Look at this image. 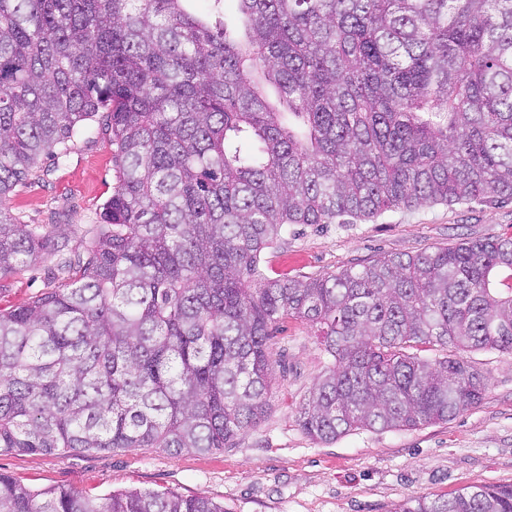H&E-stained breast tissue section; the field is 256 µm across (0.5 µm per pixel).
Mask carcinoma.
<instances>
[{
	"label": "carcinoma",
	"instance_id": "cac0c4a2",
	"mask_svg": "<svg viewBox=\"0 0 512 512\" xmlns=\"http://www.w3.org/2000/svg\"><path fill=\"white\" fill-rule=\"evenodd\" d=\"M235 2L0 0V277L66 247L4 200L101 112L116 179L67 281L0 311L1 453L230 448L266 412L284 318L331 356L299 412L324 442L446 422L486 386L461 352L512 354V236L261 267L290 224L512 202V0ZM0 512L224 506L0 473ZM394 512H512V485Z\"/></svg>",
	"mask_w": 512,
	"mask_h": 512
}]
</instances>
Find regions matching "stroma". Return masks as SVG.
I'll use <instances>...</instances> for the list:
<instances>
[{"label": "stroma", "instance_id": "obj_1", "mask_svg": "<svg viewBox=\"0 0 512 512\" xmlns=\"http://www.w3.org/2000/svg\"><path fill=\"white\" fill-rule=\"evenodd\" d=\"M115 186L105 117L89 123L67 157L48 165L6 200L26 224H65L77 249ZM512 235V203L471 200L387 211L351 224H292L267 249V276H321L381 253L413 254L463 240ZM59 255L0 278V309L60 285ZM268 411L234 447L171 455L119 448L54 455L0 453V473L22 484L71 487L97 497L124 489L204 494L225 512H392L410 496L450 497L465 487L512 484V355L472 351L486 379L479 404L453 420L408 430L360 429L312 440L298 412L328 357L315 327L286 318L269 346Z\"/></svg>", "mask_w": 512, "mask_h": 512}]
</instances>
